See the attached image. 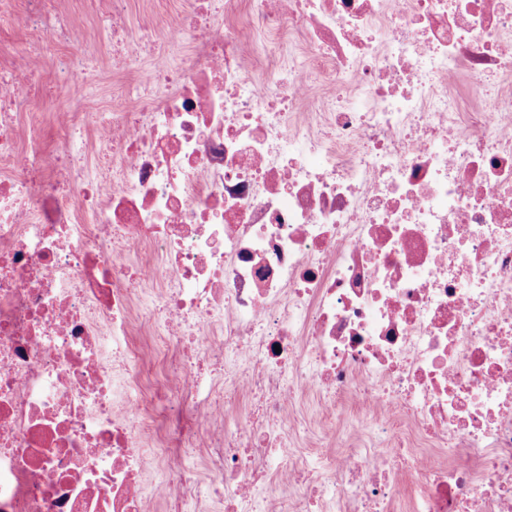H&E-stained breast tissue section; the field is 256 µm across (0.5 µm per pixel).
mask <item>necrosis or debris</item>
Listing matches in <instances>:
<instances>
[{
  "label": "necrosis or debris",
  "mask_w": 512,
  "mask_h": 512,
  "mask_svg": "<svg viewBox=\"0 0 512 512\" xmlns=\"http://www.w3.org/2000/svg\"><path fill=\"white\" fill-rule=\"evenodd\" d=\"M23 2L0 512H512V0H185L163 46L190 56L147 70L103 0L132 108L50 130L40 46L74 48L52 98L96 67ZM308 392L353 400L343 454L313 448Z\"/></svg>",
  "instance_id": "4bbe7bcc"
}]
</instances>
